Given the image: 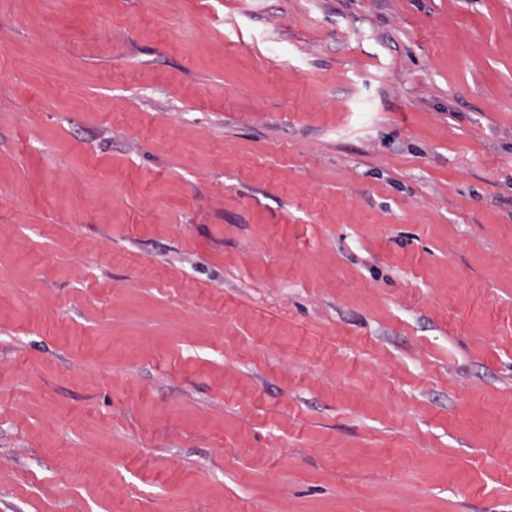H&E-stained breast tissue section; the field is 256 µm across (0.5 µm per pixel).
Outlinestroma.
I'll return each instance as SVG.
<instances>
[{
  "mask_svg": "<svg viewBox=\"0 0 512 512\" xmlns=\"http://www.w3.org/2000/svg\"><path fill=\"white\" fill-rule=\"evenodd\" d=\"M0 512H512V0H0Z\"/></svg>",
  "mask_w": 512,
  "mask_h": 512,
  "instance_id": "stroma-1",
  "label": "stroma"
}]
</instances>
